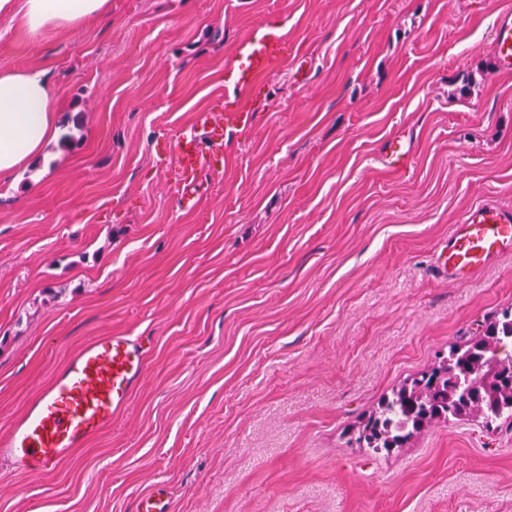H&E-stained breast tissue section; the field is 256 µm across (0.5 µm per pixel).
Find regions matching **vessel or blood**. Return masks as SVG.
Here are the masks:
<instances>
[{
	"instance_id": "obj_1",
	"label": "vessel or blood",
	"mask_w": 512,
	"mask_h": 512,
	"mask_svg": "<svg viewBox=\"0 0 512 512\" xmlns=\"http://www.w3.org/2000/svg\"><path fill=\"white\" fill-rule=\"evenodd\" d=\"M291 33L284 20L254 28L235 50L231 107L196 112L190 132L179 136L175 173L186 207L197 203L194 190L202 170L223 165L228 137L254 124L256 93L287 63ZM493 44L497 71L511 73V8L498 13ZM443 249L440 271L449 282H470L495 259L512 255V209L490 200L468 208L452 225ZM147 352L144 338L127 332L88 340L53 374L25 412L0 429V458L12 460L30 475L57 469L75 449L110 428L128 407L146 373ZM137 512H173V505L158 487L142 495Z\"/></svg>"
}]
</instances>
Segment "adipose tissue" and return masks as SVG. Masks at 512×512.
I'll use <instances>...</instances> for the list:
<instances>
[{
	"instance_id": "1",
	"label": "adipose tissue",
	"mask_w": 512,
	"mask_h": 512,
	"mask_svg": "<svg viewBox=\"0 0 512 512\" xmlns=\"http://www.w3.org/2000/svg\"><path fill=\"white\" fill-rule=\"evenodd\" d=\"M111 0H0V18L32 37L75 29L106 13ZM56 91L38 69L0 70V182L56 140Z\"/></svg>"
}]
</instances>
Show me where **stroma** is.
<instances>
[{
  "instance_id": "obj_1",
  "label": "stroma",
  "mask_w": 512,
  "mask_h": 512,
  "mask_svg": "<svg viewBox=\"0 0 512 512\" xmlns=\"http://www.w3.org/2000/svg\"><path fill=\"white\" fill-rule=\"evenodd\" d=\"M511 1L111 0L37 39L0 21V69L44 70L60 128L0 194V425L87 340H150L111 429L46 475L0 459V512H136L156 486L176 512H512V420L348 442L512 306V257L462 285L436 268L462 211L512 206ZM282 17L292 63L185 209L167 158ZM494 64L500 73L512 72V9H502L493 30Z\"/></svg>"
}]
</instances>
